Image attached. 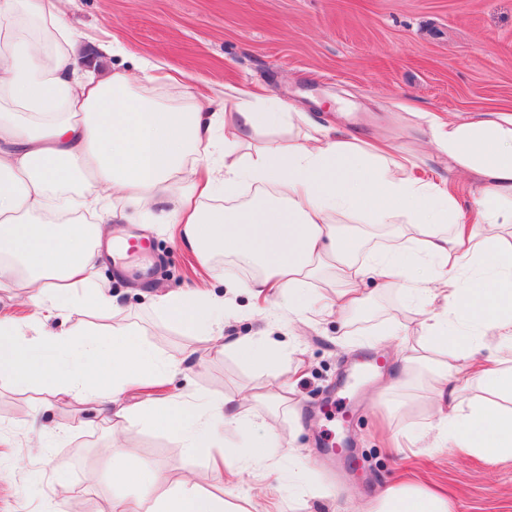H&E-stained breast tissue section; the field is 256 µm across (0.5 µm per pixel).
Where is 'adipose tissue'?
<instances>
[{"label":"adipose tissue","mask_w":512,"mask_h":512,"mask_svg":"<svg viewBox=\"0 0 512 512\" xmlns=\"http://www.w3.org/2000/svg\"><path fill=\"white\" fill-rule=\"evenodd\" d=\"M83 57L61 0H0V287L23 288L37 309L27 331L0 318L1 378L102 406L115 429L140 415L178 435L191 454L220 453L232 471L277 458L282 435L248 422L223 392L124 406L127 389L167 383L179 366L130 327L111 325L91 338L45 329L63 310H116L108 285L93 277L107 225L172 224L203 260L221 254L259 267L247 280L219 274L225 287L253 296L278 291L299 312L358 311L369 274L432 304L399 380L428 373L437 447L512 458V112L427 117L431 141L473 188L464 206L441 185L406 177L414 158L398 145L350 139L293 106L258 107L238 93L225 94L220 112L207 103L164 107L133 94L128 74L88 71ZM285 127L295 129L293 139L238 156L259 133ZM219 152L226 163L217 176ZM245 184L281 196L204 209V200L234 196ZM362 215L377 224L405 217V246L358 264L363 239L337 219ZM327 273L344 284L335 300L307 299V285ZM150 300L211 350L271 364L263 339L225 342L224 304L212 292ZM489 336L499 353L483 361L478 349ZM472 387L493 402L464 403ZM229 430L241 432L247 454L226 445ZM112 480L123 488L112 512H141L147 501L150 512H234L193 482L156 494L163 478L145 463L113 466ZM377 512L453 510L440 494L399 485L380 493Z\"/></svg>","instance_id":"ef3b65f1"}]
</instances>
